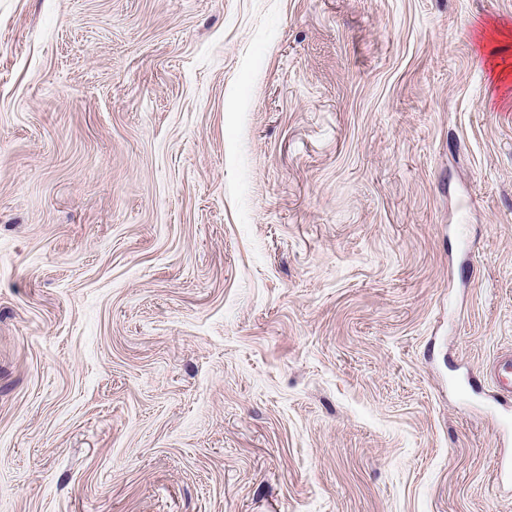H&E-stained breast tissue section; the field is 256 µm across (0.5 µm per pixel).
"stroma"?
Wrapping results in <instances>:
<instances>
[{"instance_id": "obj_1", "label": "stroma", "mask_w": 512, "mask_h": 512, "mask_svg": "<svg viewBox=\"0 0 512 512\" xmlns=\"http://www.w3.org/2000/svg\"><path fill=\"white\" fill-rule=\"evenodd\" d=\"M512 0H0V512H512Z\"/></svg>"}]
</instances>
